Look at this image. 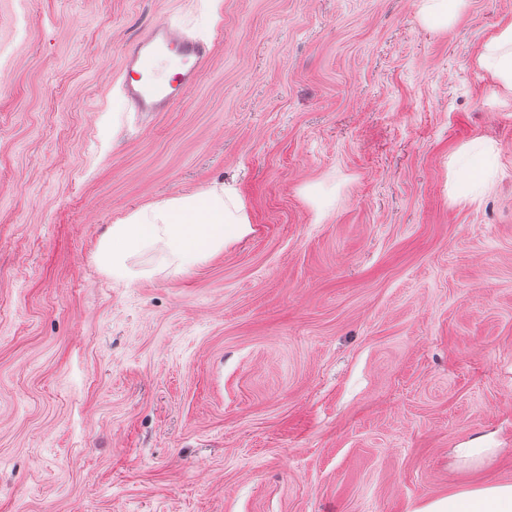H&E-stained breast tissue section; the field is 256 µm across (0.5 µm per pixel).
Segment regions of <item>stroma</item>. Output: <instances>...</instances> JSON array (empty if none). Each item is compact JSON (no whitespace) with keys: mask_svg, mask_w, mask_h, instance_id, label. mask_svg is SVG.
I'll return each instance as SVG.
<instances>
[{"mask_svg":"<svg viewBox=\"0 0 512 512\" xmlns=\"http://www.w3.org/2000/svg\"><path fill=\"white\" fill-rule=\"evenodd\" d=\"M0 0V512H413L512 481V103L474 60L512 0ZM214 43L130 112L128 42ZM490 144L478 199L452 162ZM233 186L189 268L94 256ZM488 438L481 470L451 448ZM465 0H421L419 16L430 27L448 26ZM249 224L239 197L214 187L127 213L100 241L97 257L109 273L125 274L131 253L162 243L181 266H190L248 233Z\"/></svg>","mask_w":512,"mask_h":512,"instance_id":"stroma-1","label":"stroma"}]
</instances>
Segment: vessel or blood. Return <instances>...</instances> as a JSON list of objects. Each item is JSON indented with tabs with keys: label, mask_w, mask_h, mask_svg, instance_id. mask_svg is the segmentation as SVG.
Returning a JSON list of instances; mask_svg holds the SVG:
<instances>
[{
	"label": "vessel or blood",
	"mask_w": 512,
	"mask_h": 512,
	"mask_svg": "<svg viewBox=\"0 0 512 512\" xmlns=\"http://www.w3.org/2000/svg\"><path fill=\"white\" fill-rule=\"evenodd\" d=\"M213 43L168 24L149 28L127 48L122 93L132 112H164L195 86Z\"/></svg>",
	"instance_id": "vessel-or-blood-1"
}]
</instances>
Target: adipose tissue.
Instances as JSON below:
<instances>
[{"label": "adipose tissue", "instance_id": "1", "mask_svg": "<svg viewBox=\"0 0 512 512\" xmlns=\"http://www.w3.org/2000/svg\"><path fill=\"white\" fill-rule=\"evenodd\" d=\"M504 95L512 97V21L501 26L476 58ZM243 202L232 191L212 188L138 209L113 224L98 247L105 270L123 274L131 253L163 244L181 266L223 250L226 241L249 232ZM415 512H512V482L466 486L432 499Z\"/></svg>", "mask_w": 512, "mask_h": 512}]
</instances>
